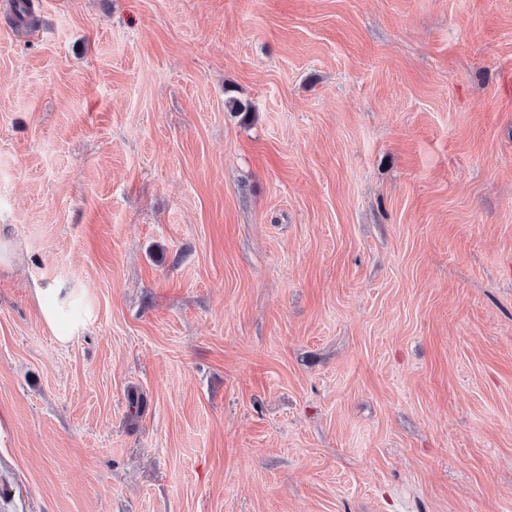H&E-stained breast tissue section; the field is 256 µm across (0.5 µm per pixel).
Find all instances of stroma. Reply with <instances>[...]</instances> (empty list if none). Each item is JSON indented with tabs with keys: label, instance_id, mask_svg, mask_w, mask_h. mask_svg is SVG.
Returning <instances> with one entry per match:
<instances>
[{
	"label": "stroma",
	"instance_id": "1",
	"mask_svg": "<svg viewBox=\"0 0 512 512\" xmlns=\"http://www.w3.org/2000/svg\"><path fill=\"white\" fill-rule=\"evenodd\" d=\"M8 2L0 512H512V0ZM33 288L41 318L56 340L65 345L85 325L87 311L78 302L72 288L56 281L36 284Z\"/></svg>",
	"mask_w": 512,
	"mask_h": 512
}]
</instances>
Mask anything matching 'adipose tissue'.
Returning <instances> with one entry per match:
<instances>
[{
  "label": "adipose tissue",
  "mask_w": 512,
  "mask_h": 512,
  "mask_svg": "<svg viewBox=\"0 0 512 512\" xmlns=\"http://www.w3.org/2000/svg\"><path fill=\"white\" fill-rule=\"evenodd\" d=\"M34 293L43 322L59 343L68 344L87 320L74 289L48 281L38 284Z\"/></svg>",
  "instance_id": "adipose-tissue-1"
}]
</instances>
